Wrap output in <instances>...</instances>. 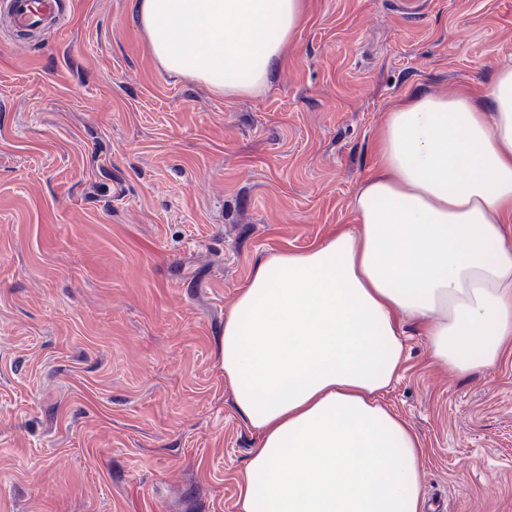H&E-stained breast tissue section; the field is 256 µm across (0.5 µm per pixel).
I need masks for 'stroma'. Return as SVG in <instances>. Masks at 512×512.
Segmentation results:
<instances>
[{"label": "stroma", "instance_id": "35a3bbf8", "mask_svg": "<svg viewBox=\"0 0 512 512\" xmlns=\"http://www.w3.org/2000/svg\"><path fill=\"white\" fill-rule=\"evenodd\" d=\"M307 2L258 98L166 73L130 0L24 45L0 15V512H236L259 437L220 336L254 263L352 226L389 112L484 109L512 60V0ZM400 326L424 512H512V354L460 376Z\"/></svg>", "mask_w": 512, "mask_h": 512}]
</instances>
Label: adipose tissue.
Here are the masks:
<instances>
[{"label":"adipose tissue","instance_id":"ef3b65f1","mask_svg":"<svg viewBox=\"0 0 512 512\" xmlns=\"http://www.w3.org/2000/svg\"><path fill=\"white\" fill-rule=\"evenodd\" d=\"M168 74L262 96L305 0H131ZM486 109L417 94L390 112L353 228L260 258L224 320V380L260 445L237 512H422L425 449L382 400L404 360L400 318L458 374L512 352V62Z\"/></svg>","mask_w":512,"mask_h":512}]
</instances>
